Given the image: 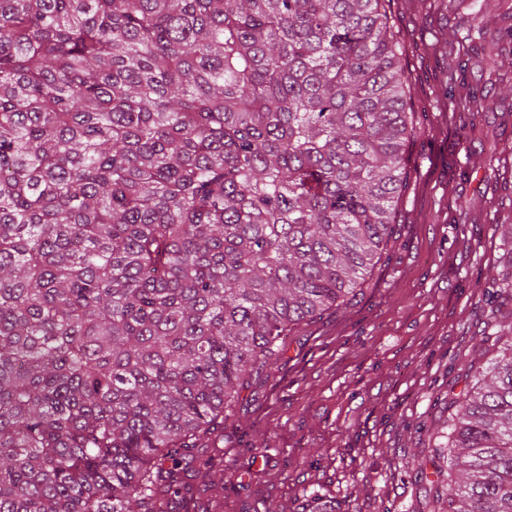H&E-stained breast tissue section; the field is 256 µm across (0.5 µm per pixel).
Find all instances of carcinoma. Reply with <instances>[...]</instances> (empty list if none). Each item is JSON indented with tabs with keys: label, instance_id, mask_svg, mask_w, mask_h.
<instances>
[{
	"label": "carcinoma",
	"instance_id": "cac0c4a2",
	"mask_svg": "<svg viewBox=\"0 0 512 512\" xmlns=\"http://www.w3.org/2000/svg\"><path fill=\"white\" fill-rule=\"evenodd\" d=\"M418 133L382 0H0V512L224 488L199 450L368 274ZM498 340L448 512H512Z\"/></svg>",
	"mask_w": 512,
	"mask_h": 512
}]
</instances>
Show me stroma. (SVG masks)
I'll return each instance as SVG.
<instances>
[{
	"label": "stroma",
	"instance_id": "1",
	"mask_svg": "<svg viewBox=\"0 0 512 512\" xmlns=\"http://www.w3.org/2000/svg\"><path fill=\"white\" fill-rule=\"evenodd\" d=\"M420 128L393 236L351 301L303 323L272 375L251 379L216 454L224 492L187 478L191 512H446L450 404L488 366L482 292L512 224V19L499 0H386ZM499 51L498 77L480 66ZM493 100L473 114L458 97Z\"/></svg>",
	"mask_w": 512,
	"mask_h": 512
}]
</instances>
